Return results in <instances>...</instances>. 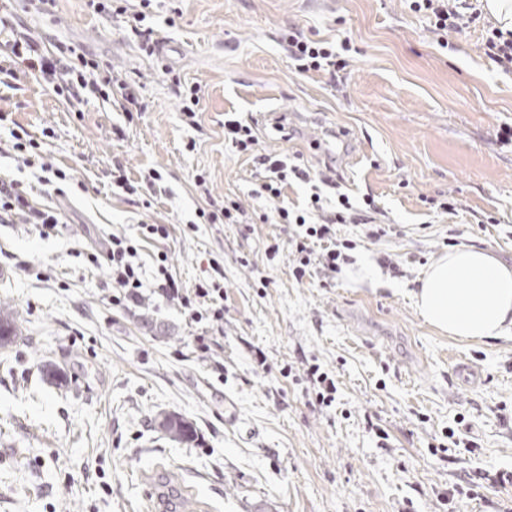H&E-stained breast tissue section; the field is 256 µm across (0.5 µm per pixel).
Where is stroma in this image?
<instances>
[{
	"instance_id": "stroma-1",
	"label": "stroma",
	"mask_w": 512,
	"mask_h": 512,
	"mask_svg": "<svg viewBox=\"0 0 512 512\" xmlns=\"http://www.w3.org/2000/svg\"><path fill=\"white\" fill-rule=\"evenodd\" d=\"M410 4L153 0V36L169 45L160 58L84 0L25 18L136 81L146 109L129 118L94 101L71 112L35 80L0 84V110L77 178L61 195L0 158V179L23 181L34 204L64 217L47 238L0 223V309L18 331L0 347V512H156L164 480L203 512H512V482L449 498L469 473H512V335L441 333L411 298L457 245L512 266V148L496 138L512 124V73L482 49V0L480 21L444 46ZM291 28L349 40L341 81L296 70L282 45ZM169 66L202 87L195 119L179 109ZM228 118L255 121L261 152L335 167L342 188L327 197H374L387 236L370 241L359 224L336 232L376 286L343 272L299 282L287 257L267 260L283 227L262 221L267 207L250 195L260 175L225 146ZM118 164L133 181L158 169L162 193L145 203L113 190ZM445 199L455 213L440 211ZM211 200L238 201L242 223H196ZM144 222L169 225V238L140 239ZM114 235L140 240L147 294L129 308L111 300L106 261L88 259ZM161 252L187 289L221 265V333L153 295ZM388 254L398 268L382 265ZM210 334L198 350L195 337ZM304 358L335 374L332 407L309 392ZM165 414L193 438L158 432Z\"/></svg>"
}]
</instances>
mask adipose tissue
Here are the masks:
<instances>
[{
  "label": "adipose tissue",
  "instance_id": "obj_1",
  "mask_svg": "<svg viewBox=\"0 0 512 512\" xmlns=\"http://www.w3.org/2000/svg\"><path fill=\"white\" fill-rule=\"evenodd\" d=\"M425 323L477 341L512 334V267L488 250L461 245L433 262L413 292Z\"/></svg>",
  "mask_w": 512,
  "mask_h": 512
}]
</instances>
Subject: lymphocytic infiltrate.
<instances>
[{"label": "lymphocytic infiltrate", "instance_id": "lymphocytic-infiltrate-1", "mask_svg": "<svg viewBox=\"0 0 512 512\" xmlns=\"http://www.w3.org/2000/svg\"><path fill=\"white\" fill-rule=\"evenodd\" d=\"M414 11L425 14L433 31L457 32L469 28L480 19V12L465 15L456 10L451 0H412ZM286 50L300 73H325L336 75L345 69L344 54L349 51L348 41L333 43L328 40L312 39L296 30L285 35ZM7 50L20 61L28 75L49 85L55 96L67 106L81 109L90 101H110L120 97L124 112H138L142 109L140 93L134 84L113 75L93 54L74 45L58 41L53 49H45L39 37L22 33L9 42ZM10 149L15 161L23 167L34 169L39 184L50 185L67 181V173L39 152V143L27 130H11ZM224 139L236 151L251 156L254 164L264 171L252 197L273 203L271 218L278 224L297 226L296 234L287 242L270 243L265 254L275 259L280 252H287L292 261V275L296 281H303L312 266H319L325 273L335 274L340 264L346 261V252L353 243L348 239H337L336 227L340 224H364L368 227L369 238L384 236V228L375 224L379 212L374 199L364 198L362 206H355L346 195H338L334 210L322 206L321 187L337 188L339 176L333 168L313 170L290 162L289 158L260 152L258 141L251 123L228 119L224 122ZM310 185V203L317 214L315 222H308L305 215L295 213L281 203L282 190L289 181ZM60 211L41 208L28 198L22 182L0 181V223L30 224L40 235H49L61 220ZM105 259L112 271L114 294L112 301L117 305L138 303L143 297V270L138 261V248L127 238L113 236L103 247ZM156 294L168 301L180 303L189 308L192 321L215 326L224 321V288L220 281L211 278L201 281L194 290L183 288L169 273L165 264H158L156 273Z\"/></svg>", "mask_w": 512, "mask_h": 512}]
</instances>
